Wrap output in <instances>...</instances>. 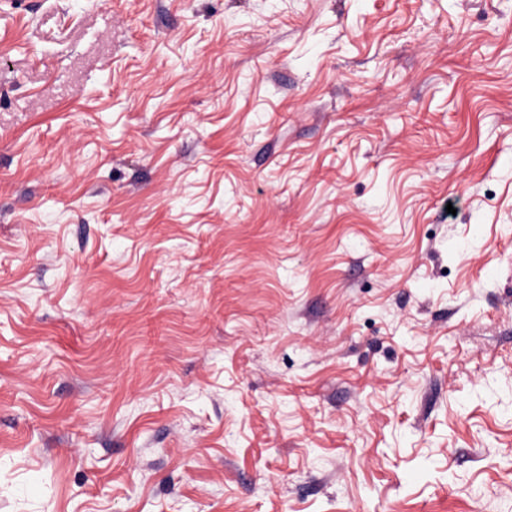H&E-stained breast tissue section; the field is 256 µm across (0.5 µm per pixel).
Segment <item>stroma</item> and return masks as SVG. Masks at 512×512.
Returning a JSON list of instances; mask_svg holds the SVG:
<instances>
[{"label":"stroma","instance_id":"35a3bbf8","mask_svg":"<svg viewBox=\"0 0 512 512\" xmlns=\"http://www.w3.org/2000/svg\"><path fill=\"white\" fill-rule=\"evenodd\" d=\"M0 512H512V0H0Z\"/></svg>","mask_w":512,"mask_h":512}]
</instances>
